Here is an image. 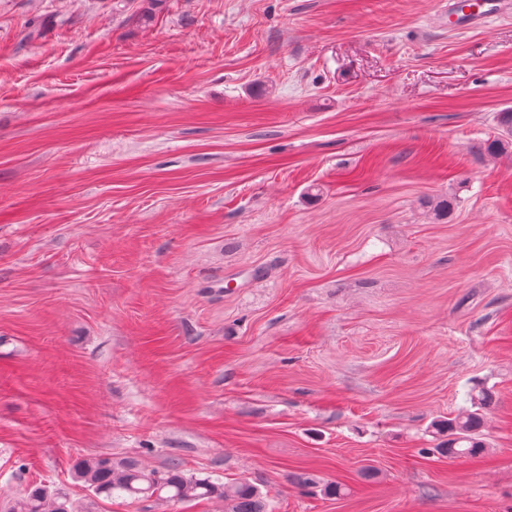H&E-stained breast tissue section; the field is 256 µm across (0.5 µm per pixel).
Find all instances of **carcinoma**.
<instances>
[{"label": "carcinoma", "mask_w": 512, "mask_h": 512, "mask_svg": "<svg viewBox=\"0 0 512 512\" xmlns=\"http://www.w3.org/2000/svg\"><path fill=\"white\" fill-rule=\"evenodd\" d=\"M502 137L491 141L486 151L492 155L512 152V111L499 113ZM473 409L438 430L448 433V440L436 448L441 455L453 457H479L485 449L482 441L485 426L484 410L492 403V395L482 391L472 398ZM74 476L83 482L95 496L106 499L129 498L136 502L155 498L167 504H180L218 498L223 500L228 512H267V504L260 491L246 481L215 483L186 475L174 463L163 474L146 472L132 460L115 464L112 459H82L73 466ZM10 512H79L69 498L34 483L18 493Z\"/></svg>", "instance_id": "carcinoma-1"}]
</instances>
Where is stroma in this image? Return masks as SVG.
<instances>
[{
	"label": "stroma",
	"mask_w": 512,
	"mask_h": 512,
	"mask_svg": "<svg viewBox=\"0 0 512 512\" xmlns=\"http://www.w3.org/2000/svg\"><path fill=\"white\" fill-rule=\"evenodd\" d=\"M452 3L0 0V512H224L94 496L98 457L512 512V15ZM480 390L483 456L435 453ZM498 120L504 134L488 143L486 151L492 155L512 152V111L499 112ZM69 498L34 483L18 493L10 512H79Z\"/></svg>",
	"instance_id": "stroma-1"
}]
</instances>
